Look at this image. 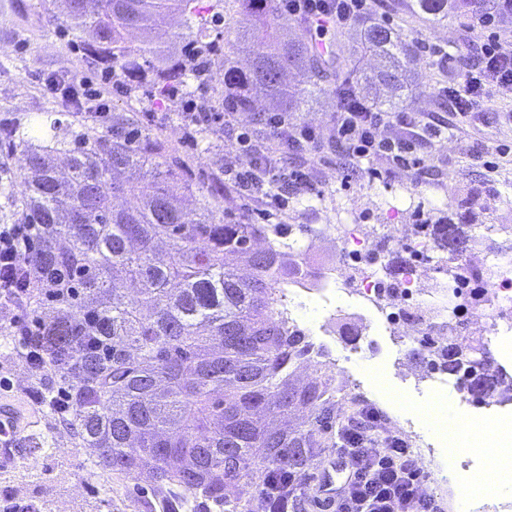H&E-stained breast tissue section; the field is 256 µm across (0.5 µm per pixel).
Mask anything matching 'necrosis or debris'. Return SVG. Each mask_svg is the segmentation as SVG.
<instances>
[{
	"label": "necrosis or debris",
	"mask_w": 512,
	"mask_h": 512,
	"mask_svg": "<svg viewBox=\"0 0 512 512\" xmlns=\"http://www.w3.org/2000/svg\"><path fill=\"white\" fill-rule=\"evenodd\" d=\"M411 247L418 260L408 270L398 295L389 298L379 275L382 262L364 227L320 225L317 238L301 246L303 252L311 254V261L302 263L288 278L289 324L303 326L301 312L306 298L332 305L337 296L347 295L356 302L344 336L348 350H357L362 336L378 330L398 339L425 332L447 335L451 318L448 306L469 302L471 284L464 277L447 281L426 271L421 260L427 252L425 244L415 240ZM471 264L484 274L488 287L481 302H469L470 314L483 319L487 338L512 334V253L475 258Z\"/></svg>",
	"instance_id": "necrosis-or-debris-1"
}]
</instances>
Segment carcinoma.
<instances>
[{
	"label": "carcinoma",
	"mask_w": 512,
	"mask_h": 512,
	"mask_svg": "<svg viewBox=\"0 0 512 512\" xmlns=\"http://www.w3.org/2000/svg\"><path fill=\"white\" fill-rule=\"evenodd\" d=\"M251 18L234 38L254 44L249 63L224 66L223 106L255 112L263 93L274 112H299L334 87L337 108L404 87L414 51L387 25L361 37L380 60L370 77H354L341 45L327 58L309 33L290 38L273 21L274 0H237ZM486 0H409L407 8L440 22L448 11L472 12ZM84 54L112 71L127 94L149 89L171 100L193 98L209 83L216 44L208 16L223 0H64ZM177 15L176 54H163L152 33ZM297 70L307 84L291 86ZM111 132L52 125L36 139L15 131L25 155L16 215L41 225L27 256L39 272L64 275L59 290L33 285L42 321V373L68 385L69 428L93 465L164 494V512H304L288 501L287 481L303 485L318 448L336 447L331 390L338 375L314 355L310 336L280 311L290 269L283 224L227 222L224 172L198 184L132 112L112 113ZM431 249L455 257L488 238L464 214L422 224ZM418 355L456 377L466 393L498 398L505 377L483 343L419 336Z\"/></svg>",
	"instance_id": "cac0c4a2"
}]
</instances>
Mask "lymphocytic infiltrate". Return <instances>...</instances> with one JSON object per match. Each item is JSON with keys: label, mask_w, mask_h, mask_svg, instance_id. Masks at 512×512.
I'll return each instance as SVG.
<instances>
[{"label": "lymphocytic infiltrate", "mask_w": 512, "mask_h": 512, "mask_svg": "<svg viewBox=\"0 0 512 512\" xmlns=\"http://www.w3.org/2000/svg\"><path fill=\"white\" fill-rule=\"evenodd\" d=\"M377 0H278L281 13L315 25L328 21L338 28L371 12ZM507 11H478L470 26L483 42L477 62L459 81L443 90L452 112L460 116L481 112L491 92L512 87V42L502 32ZM284 149L320 153L330 144L345 149L356 162L377 159L405 168L424 167L418 156L420 141L440 137L433 118L422 112H380L360 103L336 113L328 135L274 112L266 120ZM241 156L224 166V178L245 206L263 202L285 206L284 189L301 193L312 190L308 163L288 166L281 156L261 149L247 134L239 136ZM38 232L34 224L0 226V305H16L33 283L32 277L14 281L13 271L31 251ZM338 439L331 454L343 466L346 477L335 495L317 494L319 512H444L440 499L424 488V468L407 443L390 430L380 412L362 404L352 416L336 425Z\"/></svg>", "instance_id": "f902f5d3"}]
</instances>
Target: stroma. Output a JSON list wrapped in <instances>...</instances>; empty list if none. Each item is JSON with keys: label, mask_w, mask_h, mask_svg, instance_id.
Segmentation results:
<instances>
[{"label": "stroma", "mask_w": 512, "mask_h": 512, "mask_svg": "<svg viewBox=\"0 0 512 512\" xmlns=\"http://www.w3.org/2000/svg\"><path fill=\"white\" fill-rule=\"evenodd\" d=\"M385 19L407 42L433 40L447 45L457 57L445 73L437 65L416 60L398 105L399 111L426 112L449 127L446 138L421 146L426 168L418 173L390 171L381 162L373 177L328 147L312 161L316 195L289 198L281 210L249 212L228 187L224 194L233 203L225 208V218L314 227L327 218L335 224H364L377 232L384 225L401 224L411 232L420 220L443 216L452 208L470 214L478 225H512V152L496 153L503 144L512 148V93L494 91L483 112L464 118L449 114L440 92L448 78L462 71V58H477L478 36L464 31L463 13H450L447 20L431 26L405 14L398 0H383L368 15L372 22ZM66 73L92 81L111 110L140 118L153 113L146 129L188 160L198 181L209 182L225 162L238 158L240 131H249L257 144H274L262 112L234 114L223 130L210 134L209 144L187 140L179 117L182 105L159 103L145 92L130 99L112 84L102 83L101 66L83 54L59 0H11L0 12V119H12L20 129L36 121L80 129L83 118L46 86L50 77ZM22 171L21 147L0 136V225L15 221L11 197L20 190ZM414 347L410 338L394 346L387 337L368 336L360 352L337 346L333 354L337 368L364 381L371 404L389 422L410 425L419 436L426 447L420 457L425 475L447 512H512V483L462 487L458 475L466 457L449 455L435 432L416 417L439 396L447 399L453 418L467 413L477 421L512 420V402L476 408L455 385L434 388L432 379L419 375V365L410 355ZM41 386L21 360L0 345V402L16 405L28 433L43 434L51 442L48 451L26 454L15 469L0 472V512H28L32 507L37 512H160L153 493L137 491L133 481L115 480L91 465L87 449L41 405Z\"/></svg>", "instance_id": "1"}]
</instances>
